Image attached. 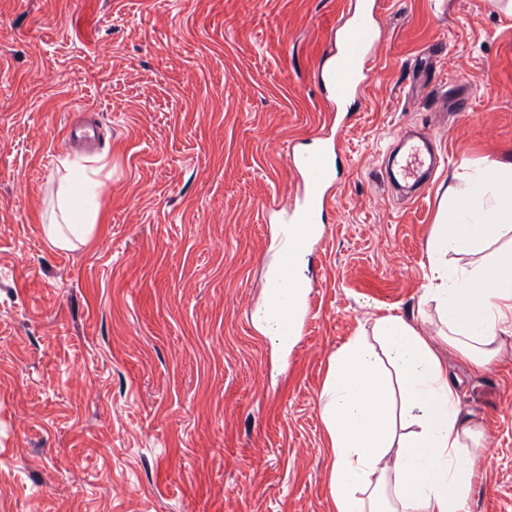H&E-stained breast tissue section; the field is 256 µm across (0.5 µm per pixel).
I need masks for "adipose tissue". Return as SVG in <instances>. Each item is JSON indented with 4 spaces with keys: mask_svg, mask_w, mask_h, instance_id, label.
Wrapping results in <instances>:
<instances>
[{
    "mask_svg": "<svg viewBox=\"0 0 512 512\" xmlns=\"http://www.w3.org/2000/svg\"><path fill=\"white\" fill-rule=\"evenodd\" d=\"M57 176L63 222L46 234L65 249L89 240L99 208L77 209L68 161ZM510 233L512 161L490 160L451 190L429 241L422 298L435 304L439 337L389 312L330 356L320 417L334 512H469L483 429L463 414L439 348L485 367L512 335V249L483 253ZM477 253L481 261L467 266L448 261Z\"/></svg>",
    "mask_w": 512,
    "mask_h": 512,
    "instance_id": "adipose-tissue-1",
    "label": "adipose tissue"
}]
</instances>
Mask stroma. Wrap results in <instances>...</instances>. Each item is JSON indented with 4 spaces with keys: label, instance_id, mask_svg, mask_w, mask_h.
Masks as SVG:
<instances>
[{
    "label": "stroma",
    "instance_id": "stroma-1",
    "mask_svg": "<svg viewBox=\"0 0 512 512\" xmlns=\"http://www.w3.org/2000/svg\"><path fill=\"white\" fill-rule=\"evenodd\" d=\"M352 0H0V512H332L319 396L331 354L421 304L449 188L512 158L503 0H381L349 115L320 86ZM427 131L416 198L385 160ZM338 138L313 317L280 351L246 308L297 203L288 145ZM99 156L100 219L59 249L58 159ZM448 367L481 424L470 512H512V337Z\"/></svg>",
    "mask_w": 512,
    "mask_h": 512
}]
</instances>
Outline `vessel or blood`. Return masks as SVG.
<instances>
[{
    "mask_svg": "<svg viewBox=\"0 0 512 512\" xmlns=\"http://www.w3.org/2000/svg\"><path fill=\"white\" fill-rule=\"evenodd\" d=\"M343 44L329 64L321 68V85L330 96L335 109H342L356 96L369 78L368 65L377 41L382 35L376 13L362 10L350 14L348 23L342 24ZM339 153L337 143H329L317 149L289 147L285 159L289 168L304 176L305 196L299 208L289 212L288 229L278 240L279 266L288 270L315 244L319 225L325 220L328 207L334 200L330 190L334 183L337 163L333 158ZM436 159L425 140H409L399 157L392 160L395 181L420 183L434 169ZM294 290L293 300L271 296L279 314L286 321L287 336H295L304 327L311 313L307 301L316 283L308 277H296L290 282Z\"/></svg>",
    "mask_w": 512,
    "mask_h": 512,
    "instance_id": "b4317fda",
    "label": "vessel or blood"
}]
</instances>
